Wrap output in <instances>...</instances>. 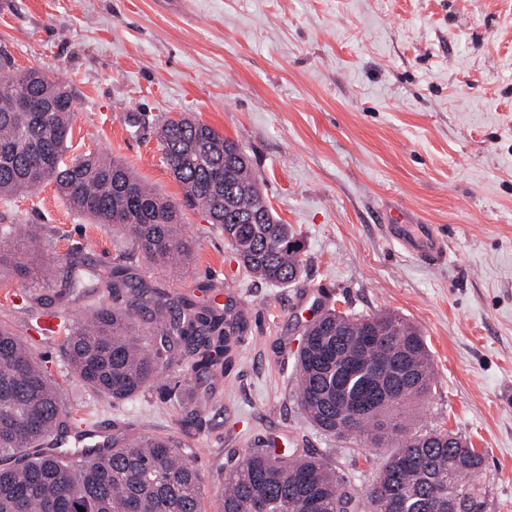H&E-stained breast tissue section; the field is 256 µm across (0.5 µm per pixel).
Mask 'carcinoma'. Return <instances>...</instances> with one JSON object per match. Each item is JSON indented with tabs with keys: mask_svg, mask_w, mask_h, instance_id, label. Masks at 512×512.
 Returning a JSON list of instances; mask_svg holds the SVG:
<instances>
[{
	"mask_svg": "<svg viewBox=\"0 0 512 512\" xmlns=\"http://www.w3.org/2000/svg\"><path fill=\"white\" fill-rule=\"evenodd\" d=\"M73 95L62 80L15 68L0 43V196L47 180L81 213L118 226L152 266L189 263L178 208L152 192L119 160L87 154L61 161L73 119ZM164 160L184 190L218 225L239 263L255 278L292 283L302 245L280 223L246 151L210 126L185 116L159 130ZM87 239L72 253L69 287L79 295L106 288L112 304L89 321L61 317L63 355L86 386L114 401L138 394L165 368L190 361L195 379L216 377L235 345L238 318L227 308L177 301L120 254L104 270L84 264ZM46 239L0 228V268L25 277L38 271ZM294 380L303 411L325 434L357 435L381 447L400 437L370 487L359 493L313 456L249 453L224 473L221 512H492L469 477L483 457L441 428L403 433L396 413L430 394V355L420 330L394 314L322 311L303 331ZM59 389L30 348L0 327V512H201L200 477L177 441L127 432L112 445L70 452L59 413Z\"/></svg>",
	"mask_w": 512,
	"mask_h": 512,
	"instance_id": "carcinoma-1",
	"label": "carcinoma"
}]
</instances>
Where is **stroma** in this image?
Here are the masks:
<instances>
[{
  "mask_svg": "<svg viewBox=\"0 0 512 512\" xmlns=\"http://www.w3.org/2000/svg\"><path fill=\"white\" fill-rule=\"evenodd\" d=\"M17 68L69 78L75 119L64 161L104 153L181 207L193 245L182 270L132 262L173 296L231 305L238 351L217 387L188 366L124 401L70 373L64 339L32 350L60 388L66 442L97 422L178 441L201 475V512H220L224 474L256 448L316 453L366 489L390 455L320 432L293 370L318 305L395 313L422 332L434 387L406 432L442 427L484 455L476 481L512 512V0H0V42ZM186 116L239 142L267 201L303 244L292 284L251 278L206 214L186 204L157 138ZM445 236L418 256L381 230L395 202ZM0 219L40 230L41 276L0 272V327L26 337L53 312L84 318L112 295L79 297L66 261L127 252L121 233L69 205L52 182L0 197Z\"/></svg>",
  "mask_w": 512,
  "mask_h": 512,
  "instance_id": "35a3bbf8",
  "label": "stroma"
}]
</instances>
